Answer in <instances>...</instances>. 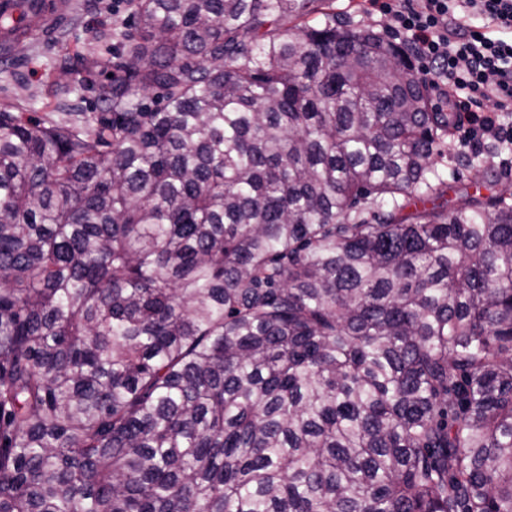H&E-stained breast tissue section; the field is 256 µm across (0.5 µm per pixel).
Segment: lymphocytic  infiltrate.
Segmentation results:
<instances>
[{"label": "lymphocytic infiltrate", "instance_id": "lymphocytic-infiltrate-1", "mask_svg": "<svg viewBox=\"0 0 512 512\" xmlns=\"http://www.w3.org/2000/svg\"><path fill=\"white\" fill-rule=\"evenodd\" d=\"M427 61L423 78L451 90L468 124L466 143H512V0H368Z\"/></svg>", "mask_w": 512, "mask_h": 512}]
</instances>
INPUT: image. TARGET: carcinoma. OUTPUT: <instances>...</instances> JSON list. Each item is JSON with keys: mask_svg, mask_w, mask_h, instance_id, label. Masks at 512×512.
<instances>
[{"mask_svg": "<svg viewBox=\"0 0 512 512\" xmlns=\"http://www.w3.org/2000/svg\"><path fill=\"white\" fill-rule=\"evenodd\" d=\"M130 2L0 110V512H512V191L316 0ZM447 174L445 199L451 203H458L471 197H478V192H476L477 185L472 180V175L467 171L460 170L456 172L452 167H449Z\"/></svg>", "mask_w": 512, "mask_h": 512, "instance_id": "cac0c4a2", "label": "carcinoma"}]
</instances>
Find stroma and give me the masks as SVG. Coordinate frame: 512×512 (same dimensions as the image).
I'll use <instances>...</instances> for the list:
<instances>
[{"label":"stroma","mask_w":512,"mask_h":512,"mask_svg":"<svg viewBox=\"0 0 512 512\" xmlns=\"http://www.w3.org/2000/svg\"><path fill=\"white\" fill-rule=\"evenodd\" d=\"M67 20L48 36L35 35L19 45L14 54L0 59V109L27 112L45 117L66 111L73 104L84 111H101L98 87L103 78L87 73L86 59L91 54L120 53L123 45L113 39V22L132 21L128 0H69ZM338 16L356 25L371 27L393 43L403 44L404 36L390 19L366 9L362 0H330ZM66 58L70 76L51 81L59 58Z\"/></svg>","instance_id":"stroma-1"}]
</instances>
